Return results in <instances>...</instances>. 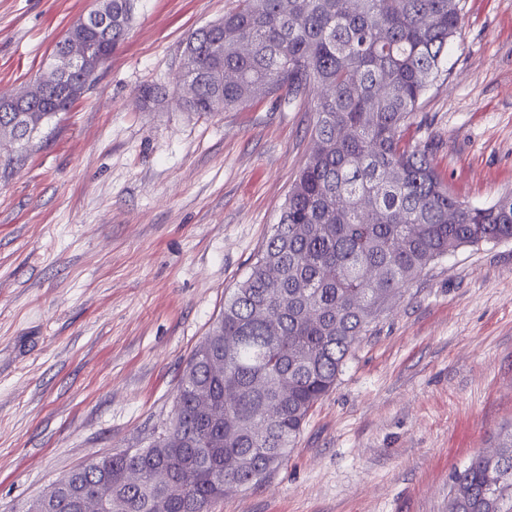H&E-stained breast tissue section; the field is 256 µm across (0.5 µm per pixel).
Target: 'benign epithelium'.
<instances>
[{"instance_id": "benign-epithelium-1", "label": "benign epithelium", "mask_w": 512, "mask_h": 512, "mask_svg": "<svg viewBox=\"0 0 512 512\" xmlns=\"http://www.w3.org/2000/svg\"><path fill=\"white\" fill-rule=\"evenodd\" d=\"M112 24L109 18L108 2L95 0V8L82 18L76 27L88 29H103ZM105 55L102 50L92 52L86 47L66 44V49L55 54L47 72L36 79L24 92L7 99L9 112H24L26 104L34 99H42L53 94L58 99L69 101L81 98L89 83L101 69Z\"/></svg>"}]
</instances>
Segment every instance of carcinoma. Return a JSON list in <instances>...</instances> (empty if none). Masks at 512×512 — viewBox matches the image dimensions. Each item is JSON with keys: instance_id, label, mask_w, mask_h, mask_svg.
Listing matches in <instances>:
<instances>
[{"instance_id": "carcinoma-1", "label": "carcinoma", "mask_w": 512, "mask_h": 512, "mask_svg": "<svg viewBox=\"0 0 512 512\" xmlns=\"http://www.w3.org/2000/svg\"><path fill=\"white\" fill-rule=\"evenodd\" d=\"M109 5L115 48L134 0ZM459 30L448 0H238L187 36V109L311 96L313 148L189 358L170 426L145 448L70 471L48 508L36 499L28 512H80V501L86 512H212L227 489L254 487L288 460L362 334L419 274L463 247L512 239V195L458 200L432 145L404 140ZM18 116L0 111V123H15L23 150L38 128ZM448 512H512V427L494 454L454 473Z\"/></svg>"}]
</instances>
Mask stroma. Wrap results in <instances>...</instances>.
I'll use <instances>...</instances> for the list:
<instances>
[{
  "label": "stroma",
  "instance_id": "1",
  "mask_svg": "<svg viewBox=\"0 0 512 512\" xmlns=\"http://www.w3.org/2000/svg\"><path fill=\"white\" fill-rule=\"evenodd\" d=\"M236 0H135L95 85L27 154L0 141V512L147 446L183 370L278 223L310 99L200 116L188 34ZM459 37L407 137L454 195L512 194V0H458ZM91 0H0V98L44 72ZM148 86L166 88L152 110ZM512 425V239L428 267L363 334L287 462L214 512H446L453 473Z\"/></svg>",
  "mask_w": 512,
  "mask_h": 512
}]
</instances>
